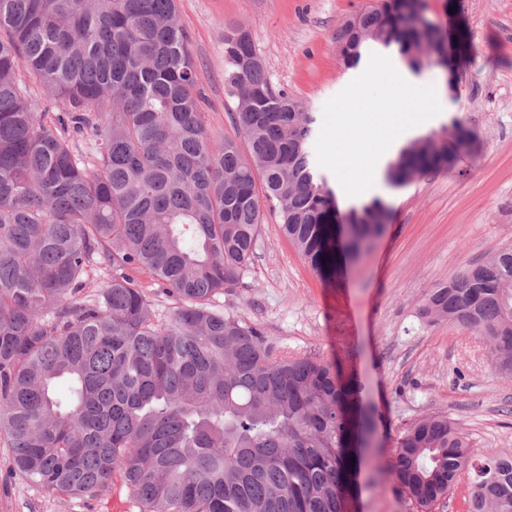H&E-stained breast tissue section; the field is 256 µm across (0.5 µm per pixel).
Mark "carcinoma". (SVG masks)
Here are the masks:
<instances>
[{"mask_svg":"<svg viewBox=\"0 0 512 512\" xmlns=\"http://www.w3.org/2000/svg\"><path fill=\"white\" fill-rule=\"evenodd\" d=\"M422 10L359 13L336 32L343 65L395 44L413 71L456 72ZM224 69L246 156L209 136L176 0H0V434L52 493L94 501L117 478L141 512H349L382 453L374 408L339 367L280 351L212 300L240 283L264 210L331 279L384 234L389 206L339 210L312 162L315 114L272 90L241 26L224 31ZM472 140L457 121L416 138L384 180L450 172ZM94 266L112 279L84 300ZM141 270L176 301L164 321ZM419 314L474 329L511 375L512 246L430 290ZM388 475L415 512L464 479L469 512H512V453L472 454L445 415L399 435Z\"/></svg>","mask_w":512,"mask_h":512,"instance_id":"cac0c4a2","label":"carcinoma"}]
</instances>
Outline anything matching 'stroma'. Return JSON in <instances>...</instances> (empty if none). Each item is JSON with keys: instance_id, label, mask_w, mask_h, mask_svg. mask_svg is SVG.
<instances>
[{"instance_id": "1", "label": "stroma", "mask_w": 512, "mask_h": 512, "mask_svg": "<svg viewBox=\"0 0 512 512\" xmlns=\"http://www.w3.org/2000/svg\"><path fill=\"white\" fill-rule=\"evenodd\" d=\"M375 0H177L200 72L201 110L215 142L245 146L236 103L224 75V31L248 30L273 89L314 112L311 150L341 209L381 197L391 209L386 234L340 278L316 275L267 215L254 256L217 308L261 326L280 349L340 362L377 412V437L393 450L418 419L447 415L479 456L512 452V375L495 374L473 329L419 315L425 294L512 244V0H423V14L446 34L459 76L458 93L435 105L425 89L440 68L410 70L396 49L372 47L345 68L337 30ZM412 83L408 108L395 91ZM368 99L392 136L403 142L451 121L475 142L452 172H434L403 189L368 188L340 179L336 155L348 144L374 143L348 116ZM356 512H410L387 472L362 471ZM0 512H140L120 485L100 501L50 493L11 466L0 439Z\"/></svg>"}]
</instances>
